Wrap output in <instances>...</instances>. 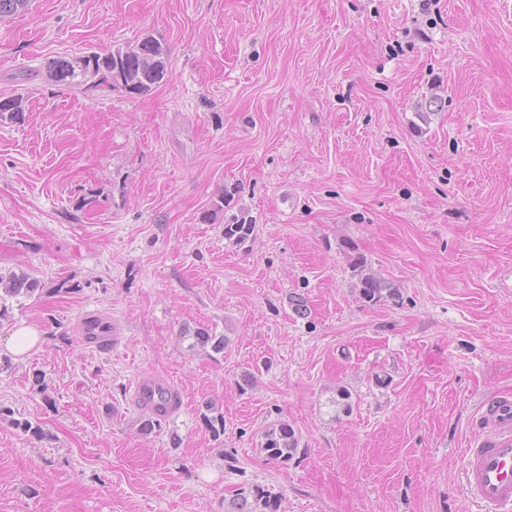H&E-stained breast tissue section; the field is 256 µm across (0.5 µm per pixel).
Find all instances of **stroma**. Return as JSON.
<instances>
[{"instance_id": "obj_1", "label": "stroma", "mask_w": 512, "mask_h": 512, "mask_svg": "<svg viewBox=\"0 0 512 512\" xmlns=\"http://www.w3.org/2000/svg\"><path fill=\"white\" fill-rule=\"evenodd\" d=\"M147 36L149 95L47 72ZM14 95L0 272L40 289L0 336L45 341L0 355V512H224L243 484L280 512H470L478 409L512 395V0H30L0 19ZM353 252L399 299L362 301ZM88 311L119 349L79 343ZM143 374L183 397L148 435ZM42 340L41 330L27 321H20L7 336L0 337V349L10 354L15 360H23L33 349L39 347ZM299 439L288 422L280 421L270 426L264 433L261 451L272 461H287L298 451Z\"/></svg>"}]
</instances>
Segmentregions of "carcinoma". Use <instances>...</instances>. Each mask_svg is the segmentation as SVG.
<instances>
[{"instance_id":"cac0c4a2","label":"carcinoma","mask_w":512,"mask_h":512,"mask_svg":"<svg viewBox=\"0 0 512 512\" xmlns=\"http://www.w3.org/2000/svg\"><path fill=\"white\" fill-rule=\"evenodd\" d=\"M168 68V50L161 42L145 37L133 46L118 47L107 53L88 52L72 60L55 61L50 73L56 81L66 85H105L120 87L134 95H147L164 80ZM23 118L21 100L14 97L0 98V122L20 121ZM254 233V225L236 221L224 225V238L237 244L248 241ZM353 268L358 273L356 288L366 303H377L384 298L392 300L399 292L379 275L365 271L364 261L357 259ZM39 290V282L21 270L0 273V318L8 313L9 298H27ZM195 343L220 353L224 351L226 338L207 330L194 334ZM299 439L286 421L270 426L264 433L261 451L272 461H287L298 451ZM280 498L271 490L259 485H242L224 503V512H279Z\"/></svg>"}]
</instances>
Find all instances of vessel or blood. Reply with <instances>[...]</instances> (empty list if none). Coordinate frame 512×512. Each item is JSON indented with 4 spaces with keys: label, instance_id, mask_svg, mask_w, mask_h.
<instances>
[{
    "label": "vessel or blood",
    "instance_id": "b4317fda",
    "mask_svg": "<svg viewBox=\"0 0 512 512\" xmlns=\"http://www.w3.org/2000/svg\"><path fill=\"white\" fill-rule=\"evenodd\" d=\"M79 340L85 345L117 344L118 332L104 317L88 314L80 320ZM135 399L143 410L166 416L182 404L180 393L168 383L145 374L134 383ZM483 432L465 450L464 484L481 512H512V396H495L481 413Z\"/></svg>",
    "mask_w": 512,
    "mask_h": 512
}]
</instances>
